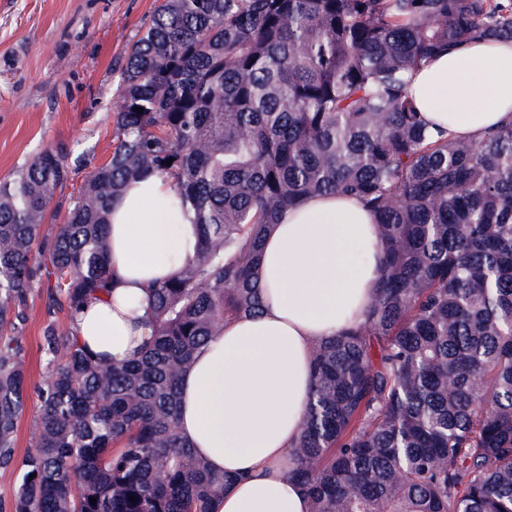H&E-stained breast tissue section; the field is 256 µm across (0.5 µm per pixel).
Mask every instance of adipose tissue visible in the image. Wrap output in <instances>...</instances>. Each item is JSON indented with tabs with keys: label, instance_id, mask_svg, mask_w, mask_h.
Segmentation results:
<instances>
[{
	"label": "adipose tissue",
	"instance_id": "adipose-tissue-1",
	"mask_svg": "<svg viewBox=\"0 0 512 512\" xmlns=\"http://www.w3.org/2000/svg\"><path fill=\"white\" fill-rule=\"evenodd\" d=\"M408 91L430 129L480 140L512 122V41L438 52L409 75ZM109 238L108 290L84 304L72 333L85 350L120 362L149 335L152 290L193 256L198 229L171 178L153 175L115 201ZM382 259L376 218L354 197L313 196L266 226L261 311L225 323L180 384L179 435L227 478L214 512H309L288 461L313 385V352L362 322Z\"/></svg>",
	"mask_w": 512,
	"mask_h": 512
}]
</instances>
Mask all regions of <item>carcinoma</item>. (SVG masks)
Wrapping results in <instances>:
<instances>
[{
	"label": "carcinoma",
	"mask_w": 512,
	"mask_h": 512,
	"mask_svg": "<svg viewBox=\"0 0 512 512\" xmlns=\"http://www.w3.org/2000/svg\"><path fill=\"white\" fill-rule=\"evenodd\" d=\"M486 37L512 40V0H162L126 56L112 157L63 222L45 227L70 174L59 151L0 181L12 512H212L226 477L178 434L181 375L225 322L260 312L264 227L325 193L374 212L384 261L364 323L314 351L288 470L310 512H512V123L434 137L406 81ZM151 174L193 212L197 252L154 288L129 360L45 327L35 447L18 460L29 297L44 283L72 321L106 292L112 203Z\"/></svg>",
	"instance_id": "carcinoma-1"
}]
</instances>
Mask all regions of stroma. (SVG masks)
<instances>
[{
	"instance_id": "stroma-1",
	"label": "stroma",
	"mask_w": 512,
	"mask_h": 512,
	"mask_svg": "<svg viewBox=\"0 0 512 512\" xmlns=\"http://www.w3.org/2000/svg\"><path fill=\"white\" fill-rule=\"evenodd\" d=\"M156 0H0V179L44 147L62 150L71 170L51 209L65 214L85 176L114 145L112 106L131 45ZM67 331L64 313L47 310L35 288L17 334L30 385L43 380L41 336L48 323Z\"/></svg>"
}]
</instances>
